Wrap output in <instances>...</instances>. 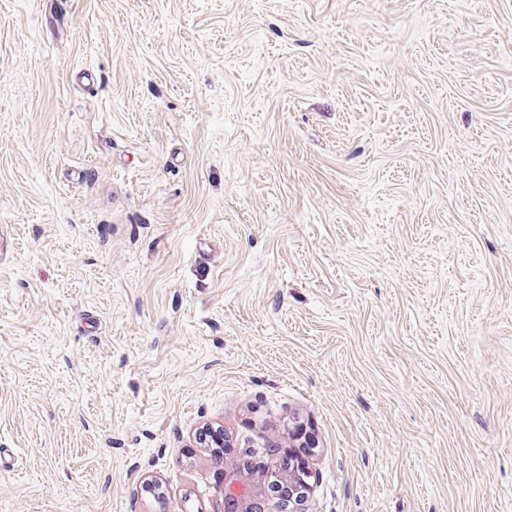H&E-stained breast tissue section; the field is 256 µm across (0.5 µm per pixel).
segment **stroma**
Returning <instances> with one entry per match:
<instances>
[{"mask_svg":"<svg viewBox=\"0 0 512 512\" xmlns=\"http://www.w3.org/2000/svg\"><path fill=\"white\" fill-rule=\"evenodd\" d=\"M0 237V512H512V0H0ZM314 481V473L306 467L302 471L280 468H267L260 474H253L239 464L224 460V489L222 503L229 502L237 506V512H254L253 505L268 500L269 486L288 484V499L279 498L275 505L277 512H307L305 503Z\"/></svg>","mask_w":512,"mask_h":512,"instance_id":"stroma-1","label":"stroma"}]
</instances>
